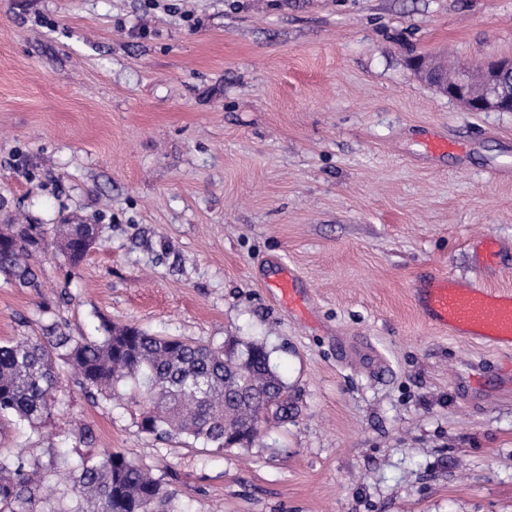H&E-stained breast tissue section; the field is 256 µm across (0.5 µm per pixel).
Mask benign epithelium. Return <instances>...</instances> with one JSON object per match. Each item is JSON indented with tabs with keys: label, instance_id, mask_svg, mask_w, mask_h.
Masks as SVG:
<instances>
[{
	"label": "benign epithelium",
	"instance_id": "1",
	"mask_svg": "<svg viewBox=\"0 0 512 512\" xmlns=\"http://www.w3.org/2000/svg\"><path fill=\"white\" fill-rule=\"evenodd\" d=\"M412 69L433 85L438 92L465 106L471 112H512V96L501 94V82L512 77V58L493 59L481 65L482 80L473 82L468 69H457V78L448 84L442 76L448 62L442 59L417 58L411 61Z\"/></svg>",
	"mask_w": 512,
	"mask_h": 512
}]
</instances>
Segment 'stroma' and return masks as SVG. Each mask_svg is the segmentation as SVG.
<instances>
[{
	"mask_svg": "<svg viewBox=\"0 0 512 512\" xmlns=\"http://www.w3.org/2000/svg\"><path fill=\"white\" fill-rule=\"evenodd\" d=\"M421 55L512 57V0H0V224L44 232L41 288L0 275V342L52 319L233 337L295 401L205 450L59 365L46 429L0 426L46 465L44 506L71 504L54 457L114 448L171 512H512V348L436 332L410 296L425 274L512 290V112L438 94ZM74 220L99 227L76 266L52 233ZM295 286V279L292 273L288 270H283L276 282V287L281 295L282 301L288 305L289 309L300 307L301 299Z\"/></svg>",
	"mask_w": 512,
	"mask_h": 512,
	"instance_id": "35a3bbf8",
	"label": "stroma"
}]
</instances>
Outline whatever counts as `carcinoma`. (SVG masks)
Segmentation results:
<instances>
[{
	"mask_svg": "<svg viewBox=\"0 0 512 512\" xmlns=\"http://www.w3.org/2000/svg\"><path fill=\"white\" fill-rule=\"evenodd\" d=\"M61 254L78 265L96 244L97 228L56 224ZM41 230L8 224L0 231V274L23 288H39L35 268ZM100 335L75 337L53 321L40 336L0 343V421L43 427L57 387L58 361L72 367L86 390L115 393L130 380L142 400L139 429L159 440L186 438L218 451L249 448L272 423L295 410L288 386L258 343L232 339L222 348L155 336L102 319ZM75 506L55 512H159L169 500L161 482L120 450L88 457L73 467L64 457ZM43 482L37 463L0 452V512H41Z\"/></svg>",
	"mask_w": 512,
	"mask_h": 512,
	"instance_id": "carcinoma-1",
	"label": "carcinoma"
}]
</instances>
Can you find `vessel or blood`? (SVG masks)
<instances>
[{
  "label": "vessel or blood",
  "instance_id": "b4317fda",
  "mask_svg": "<svg viewBox=\"0 0 512 512\" xmlns=\"http://www.w3.org/2000/svg\"><path fill=\"white\" fill-rule=\"evenodd\" d=\"M425 321L453 336L512 347V291L453 276H428L413 289Z\"/></svg>",
  "mask_w": 512,
  "mask_h": 512
}]
</instances>
